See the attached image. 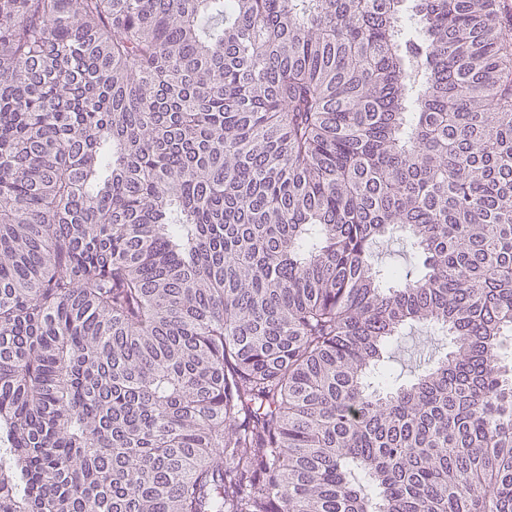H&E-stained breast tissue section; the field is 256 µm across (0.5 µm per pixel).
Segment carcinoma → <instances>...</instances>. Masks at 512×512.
Returning a JSON list of instances; mask_svg holds the SVG:
<instances>
[{"label": "carcinoma", "mask_w": 512, "mask_h": 512, "mask_svg": "<svg viewBox=\"0 0 512 512\" xmlns=\"http://www.w3.org/2000/svg\"><path fill=\"white\" fill-rule=\"evenodd\" d=\"M509 339L512 0H0V512H512Z\"/></svg>", "instance_id": "obj_1"}]
</instances>
